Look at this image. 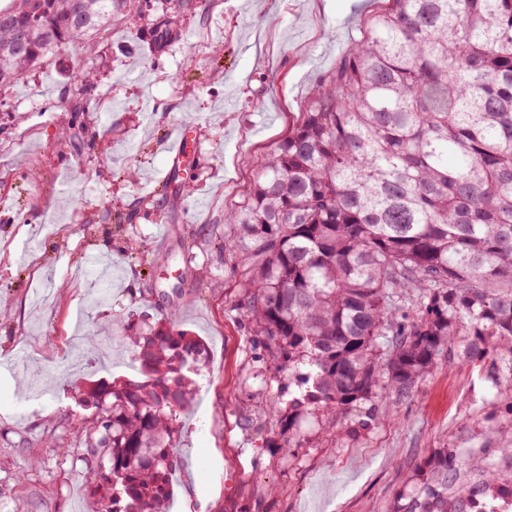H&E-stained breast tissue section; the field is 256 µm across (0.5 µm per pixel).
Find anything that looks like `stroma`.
<instances>
[{
	"label": "stroma",
	"instance_id": "stroma-1",
	"mask_svg": "<svg viewBox=\"0 0 512 512\" xmlns=\"http://www.w3.org/2000/svg\"><path fill=\"white\" fill-rule=\"evenodd\" d=\"M384 0H207L181 18L193 56L154 52L143 23L97 38V88L82 111L66 70L74 44L0 88V512H97L74 440L76 395L125 376L122 327L169 320L205 347L177 415L170 512H392L417 463L439 448L471 465L512 424L488 361L454 342L413 395L381 422L319 418L281 448L271 407L295 376L279 371L234 309L235 252H216L238 205L288 134L318 79ZM86 125L80 148L69 138ZM188 140L178 193L160 194L163 141ZM195 262L184 263L186 254Z\"/></svg>",
	"mask_w": 512,
	"mask_h": 512
}]
</instances>
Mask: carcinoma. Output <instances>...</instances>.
I'll return each mask as SVG.
<instances>
[{"label": "carcinoma", "instance_id": "cac0c4a2", "mask_svg": "<svg viewBox=\"0 0 512 512\" xmlns=\"http://www.w3.org/2000/svg\"><path fill=\"white\" fill-rule=\"evenodd\" d=\"M313 95L239 205L225 213L239 253L234 308L300 393L280 417L332 428L354 411L382 420L457 336L501 362L512 398V0H386ZM0 87L114 21H148L153 49L183 41L168 0H0ZM73 99L94 91L72 75ZM141 380L90 388L78 418L97 512H168L177 412L204 348L163 324L127 322ZM394 512H475L498 479L455 448L419 466Z\"/></svg>", "mask_w": 512, "mask_h": 512}]
</instances>
